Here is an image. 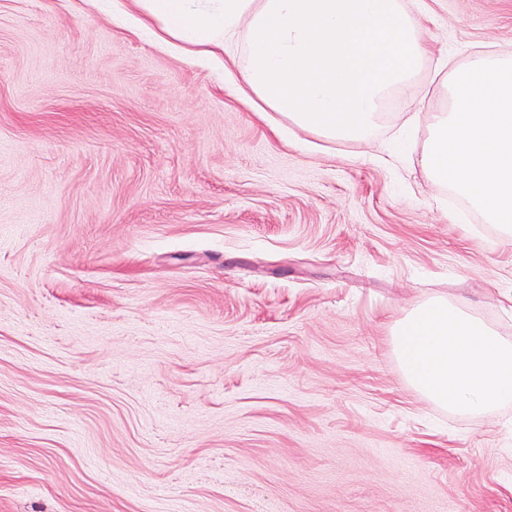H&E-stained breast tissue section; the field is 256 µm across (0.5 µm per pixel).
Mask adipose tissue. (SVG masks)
<instances>
[{"mask_svg":"<svg viewBox=\"0 0 512 512\" xmlns=\"http://www.w3.org/2000/svg\"><path fill=\"white\" fill-rule=\"evenodd\" d=\"M156 42L193 57L242 49L225 85L260 114L329 140H368L430 59L424 0H132Z\"/></svg>","mask_w":512,"mask_h":512,"instance_id":"adipose-tissue-1","label":"adipose tissue"}]
</instances>
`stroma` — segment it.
I'll use <instances>...</instances> for the list:
<instances>
[{"mask_svg":"<svg viewBox=\"0 0 512 512\" xmlns=\"http://www.w3.org/2000/svg\"><path fill=\"white\" fill-rule=\"evenodd\" d=\"M434 56L512 0H426ZM223 65L89 0H0V512H512V404L459 417L392 326L512 337V242L420 166L432 65L369 143L272 132Z\"/></svg>","mask_w":512,"mask_h":512,"instance_id":"35a3bbf8","label":"stroma"}]
</instances>
